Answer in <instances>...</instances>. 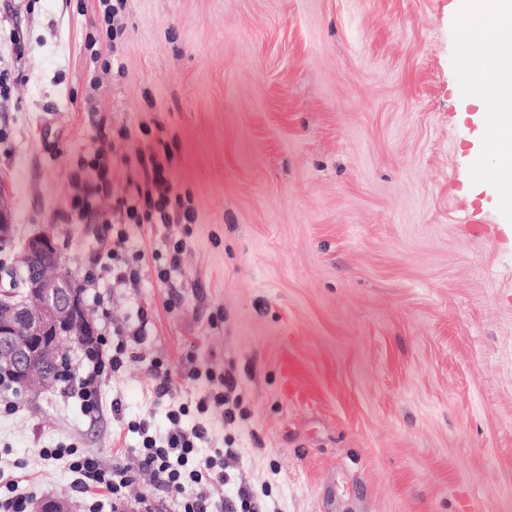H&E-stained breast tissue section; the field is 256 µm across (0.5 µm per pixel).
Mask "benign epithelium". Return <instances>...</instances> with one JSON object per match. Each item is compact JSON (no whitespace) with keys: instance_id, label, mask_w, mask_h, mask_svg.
Here are the masks:
<instances>
[{"instance_id":"1","label":"benign epithelium","mask_w":512,"mask_h":512,"mask_svg":"<svg viewBox=\"0 0 512 512\" xmlns=\"http://www.w3.org/2000/svg\"><path fill=\"white\" fill-rule=\"evenodd\" d=\"M9 210L0 203V247L12 241ZM27 290L21 297L0 292V375H9L17 391L50 388L53 377L33 363L54 362L66 341L88 343L94 337L82 288L65 271L62 254L47 230L31 235L21 254ZM33 512H71L70 503L53 494L41 497Z\"/></svg>"}]
</instances>
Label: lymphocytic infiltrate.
I'll use <instances>...</instances> for the list:
<instances>
[{
    "instance_id": "f902f5d3",
    "label": "lymphocytic infiltrate",
    "mask_w": 512,
    "mask_h": 512,
    "mask_svg": "<svg viewBox=\"0 0 512 512\" xmlns=\"http://www.w3.org/2000/svg\"><path fill=\"white\" fill-rule=\"evenodd\" d=\"M99 29L89 35L87 47L91 63L109 68V59L103 58L100 45H113L125 31L127 0H98ZM99 147L91 160L81 163L79 172L73 173L72 182L77 191L69 197L64 209L59 211V219L66 224H81L98 216V202L110 197L112 184L109 176L108 154L104 147L106 133H99ZM173 154L168 145L146 146L138 149L132 161L138 172L136 179L130 180L126 194L114 198L113 209L125 218L127 223L160 225L163 228L179 227L194 223L195 212L186 207L182 199L173 198V185L168 177ZM112 197V196H111ZM137 325L131 337L100 334L92 348L84 350L81 369L78 372H64L62 381L66 392L77 398L83 413L95 417L103 410V387L114 373L124 365L128 354V339H141L145 335L147 313L144 308L136 310ZM149 376L157 397H172L175 388L169 368L160 361H152ZM187 379H206L213 382L214 388L208 397L200 399L195 407L175 402L167 412L170 423L168 431L161 436L154 435L148 421L135 423L134 428L141 436V443L131 455L125 456L112 466L103 465L98 458L83 453L77 446L66 448H44L40 454L45 459L65 461L75 474V486L79 493L95 490L105 491L107 497L120 499L134 471L146 470L152 473L157 486L186 489V496L177 500L176 512H209L213 505L210 497L215 484L224 483V449H214L212 455L200 456L198 448L209 440L207 422H199L192 429H184L182 418L190 409L206 413L209 407L221 408L225 418H232L228 408V395L237 382L232 374H218L214 371L189 370Z\"/></svg>"
}]
</instances>
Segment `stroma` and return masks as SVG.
<instances>
[{"label": "stroma", "instance_id": "obj_1", "mask_svg": "<svg viewBox=\"0 0 512 512\" xmlns=\"http://www.w3.org/2000/svg\"><path fill=\"white\" fill-rule=\"evenodd\" d=\"M98 0H0V192L13 241L0 287L19 283L27 239L51 227L83 278L110 225L60 223L71 176L105 119L117 154L163 139L196 220L179 271L160 280L161 231L127 225L136 285L99 282L98 330L149 313L138 359L86 417L63 385L0 411V479L30 500L81 502L60 444L109 465L164 433L167 364L181 401L211 389L190 366L235 377L234 483L259 512H512V207L475 179L474 99L458 93L473 49L466 0H128L109 71H91ZM26 47L24 55L15 43ZM129 128L130 139L119 138ZM178 489L132 474L122 501L173 512Z\"/></svg>", "mask_w": 512, "mask_h": 512}]
</instances>
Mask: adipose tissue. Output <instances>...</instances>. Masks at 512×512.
Instances as JSON below:
<instances>
[{"mask_svg": "<svg viewBox=\"0 0 512 512\" xmlns=\"http://www.w3.org/2000/svg\"><path fill=\"white\" fill-rule=\"evenodd\" d=\"M468 6L470 15L484 22L473 36L476 55L483 61L474 78L497 89L495 99L482 104L480 129L500 132L495 167L502 176L512 178V140L504 136L512 131V57L499 51L501 44L512 42V0H468Z\"/></svg>", "mask_w": 512, "mask_h": 512, "instance_id": "obj_1", "label": "adipose tissue"}]
</instances>
